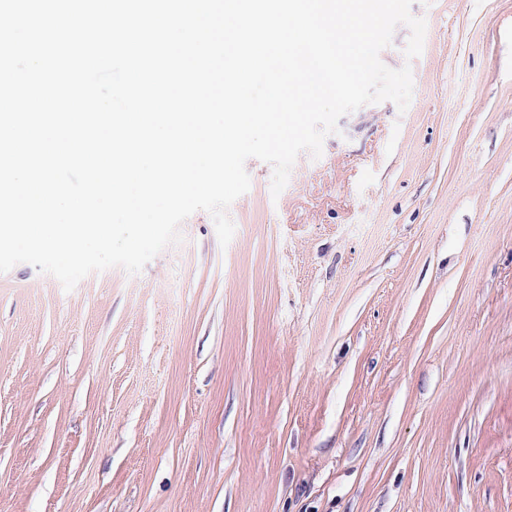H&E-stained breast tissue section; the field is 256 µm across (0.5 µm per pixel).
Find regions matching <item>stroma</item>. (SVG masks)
<instances>
[{
  "mask_svg": "<svg viewBox=\"0 0 512 512\" xmlns=\"http://www.w3.org/2000/svg\"><path fill=\"white\" fill-rule=\"evenodd\" d=\"M406 112L246 162L135 275L0 274V512H512V0H414Z\"/></svg>",
  "mask_w": 512,
  "mask_h": 512,
  "instance_id": "35a3bbf8",
  "label": "stroma"
}]
</instances>
